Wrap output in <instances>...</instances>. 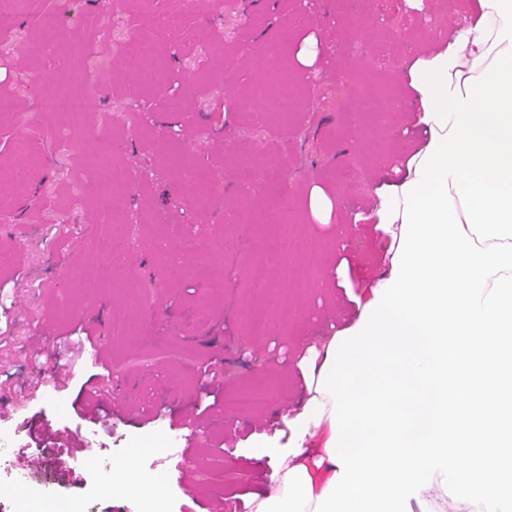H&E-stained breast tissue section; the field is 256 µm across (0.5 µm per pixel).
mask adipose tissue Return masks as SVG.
Masks as SVG:
<instances>
[{"label":"adipose tissue","mask_w":512,"mask_h":512,"mask_svg":"<svg viewBox=\"0 0 512 512\" xmlns=\"http://www.w3.org/2000/svg\"><path fill=\"white\" fill-rule=\"evenodd\" d=\"M478 7L408 69L427 140L375 189L399 253L318 350L293 446L257 441L254 512H512V0Z\"/></svg>","instance_id":"1"}]
</instances>
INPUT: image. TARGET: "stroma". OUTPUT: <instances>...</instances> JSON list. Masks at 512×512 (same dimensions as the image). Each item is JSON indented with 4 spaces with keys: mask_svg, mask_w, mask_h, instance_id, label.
Returning <instances> with one entry per match:
<instances>
[{
    "mask_svg": "<svg viewBox=\"0 0 512 512\" xmlns=\"http://www.w3.org/2000/svg\"><path fill=\"white\" fill-rule=\"evenodd\" d=\"M457 23L439 0H30L11 16L0 97L17 112L0 119L14 144L0 177L21 176L23 188L0 195V393L37 396L0 417V512L48 501L139 512L123 486L98 494L112 473L87 459L59 477L46 423L109 462L134 459L139 478L182 465L185 482L162 492L166 512L199 502L244 512L272 470L252 437L292 445L284 417L307 395L311 347L351 326L357 299L391 269L399 241L380 226L373 190L398 181L424 144L408 68ZM135 39L152 41L163 66L149 90L130 63ZM276 72L296 111L280 117L263 99L237 111ZM354 86L380 111L360 113ZM73 89L85 95L76 118L52 107ZM172 97L185 111L168 110ZM105 144L133 176L122 224L96 204ZM185 168L209 170L208 195L182 193ZM315 192L329 211L312 212ZM279 225L326 246L307 287L280 274L269 240ZM256 313L268 321L259 341L248 327ZM133 318L141 336L117 337ZM35 342L38 359L25 353ZM92 388L128 413L108 428L85 419L78 405ZM259 389L262 408L229 407ZM183 424L196 437L188 450ZM24 449L42 450L46 467L18 487Z\"/></svg>",
    "mask_w": 512,
    "mask_h": 512,
    "instance_id": "obj_1",
    "label": "stroma"
}]
</instances>
